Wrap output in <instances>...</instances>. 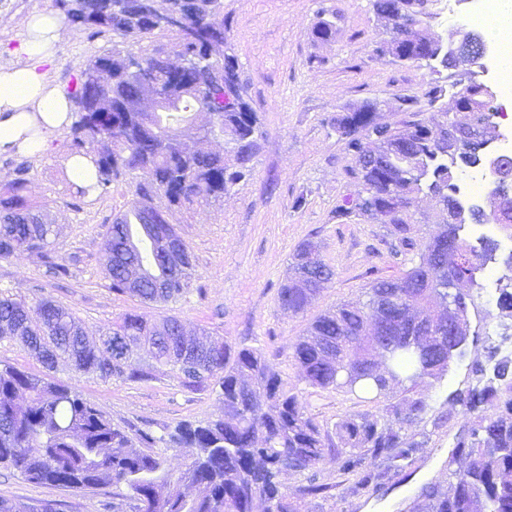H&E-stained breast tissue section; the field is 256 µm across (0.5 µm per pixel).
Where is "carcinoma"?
Returning a JSON list of instances; mask_svg holds the SVG:
<instances>
[{"label": "carcinoma", "instance_id": "cac0c4a2", "mask_svg": "<svg viewBox=\"0 0 512 512\" xmlns=\"http://www.w3.org/2000/svg\"><path fill=\"white\" fill-rule=\"evenodd\" d=\"M432 0H373L379 19L387 21L377 42V56L417 63L437 71L449 67L448 48L426 44L424 27L433 18ZM68 22L91 35L112 34V52L89 59L72 93L75 121L67 144L70 155L90 157L97 168L96 189L107 191L112 182L135 176L129 210L116 218L104 247L112 291L142 302L168 303L181 298L191 286L190 249L178 269L154 247L161 232H174L166 217L149 221L152 199L162 194L170 206L190 209L201 202L224 197V191L251 173L241 164L251 162L263 132L248 102L225 104L212 111L211 132L224 136V154L186 152L183 137L195 131L192 113L211 106L213 96L225 97V88L213 85L212 73L223 72L224 83L246 91L235 56L208 57V50L185 40L175 31L170 44H154L140 52L151 85L177 92L176 100L162 112H138L134 104L145 86L126 74L130 46L164 34L155 27L158 12L182 13L190 26L224 30L227 21L220 0H59ZM336 23L321 18L313 35L328 41ZM198 59V65L176 75L168 53ZM430 115L402 122L381 123L377 113L364 108L367 101L336 114L333 128L356 159L349 171L355 191L338 206V213H355L376 222L378 212L357 206L361 197L375 205L389 206L395 254H419L402 275L391 280L399 303L382 308L377 298L383 280L366 292L367 300L346 302L336 311L316 316L307 333L293 347V359L308 385L341 389L356 396L379 399L394 386L414 387L430 377L441 381L452 358L462 357L468 334L447 343L423 336L408 317L415 307L454 303L456 283L477 281L485 263L493 259L497 243L484 238L475 249L462 237L465 225L442 224L441 233L418 243L408 236L410 195L427 189L440 201H457L451 167L484 163L474 151L453 149L434 136L442 117L453 110L460 96L491 113L492 94L482 83L462 91L435 84L426 93ZM26 168L18 165L13 178L0 183V260L19 251L35 253L54 276L66 274L47 250L52 225L44 213L30 205L25 195ZM130 266L144 270L140 281L128 282ZM333 275L327 265L316 273L317 287L305 288L291 280L278 291L279 303L294 313H304ZM498 307L512 313V275L504 276ZM381 320L384 334L376 343L362 337L367 312ZM182 323L169 316L151 322L127 313L105 329L100 342L88 339L81 324L63 304L42 299L34 304L0 296V341H19L39 354L44 368L59 362L102 380L143 381L153 378L155 365L171 367L182 385L191 390L219 387L224 415L179 426L168 443L184 451L188 463L174 472L164 460L138 449L151 448L156 439L141 431L134 439L114 426L95 405L70 386L5 365L0 367V465L38 484L94 490L126 487L135 501V512H253L258 500L268 512H293L288 491L279 477L294 471L306 475L300 492L320 495L327 487L318 482L316 467L326 451H344L342 469L357 477L355 490H378L385 474L366 465L369 458H395L402 466L413 462L418 443L393 428L428 414L429 404L414 395L404 396V411L385 408L383 421L347 417L336 422L334 434L308 416L299 397L286 389L279 374L271 371L261 351L233 350L224 339L202 331L203 340L222 344L215 356L201 358V373L182 370L179 347ZM149 346L155 364L139 361V351ZM493 372L476 365V384L456 392L453 400L464 413L493 409L486 424L465 428L448 455V489L428 483L417 495L416 512H512V357L496 358ZM253 377L264 393L252 400L243 391L245 378ZM466 459L463 468L455 467Z\"/></svg>", "mask_w": 512, "mask_h": 512}]
</instances>
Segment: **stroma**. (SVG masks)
<instances>
[{
    "instance_id": "obj_1",
    "label": "stroma",
    "mask_w": 512,
    "mask_h": 512,
    "mask_svg": "<svg viewBox=\"0 0 512 512\" xmlns=\"http://www.w3.org/2000/svg\"><path fill=\"white\" fill-rule=\"evenodd\" d=\"M222 5L228 21L224 51L238 59L264 135L251 177L220 200L186 211L170 209L164 197L154 199L194 256L188 293L166 304L113 293L103 248L113 219L130 206L133 187L123 181L105 193L77 196L66 173L70 154L68 134L62 131L50 135V148L42 158L0 152V180L17 165L26 166V195L45 208L54 229L51 254L68 273L50 278L35 254L21 251L0 260V295L30 304L56 300L92 337L128 312L155 320L173 315L189 330L204 328L223 336L232 348L261 349L270 367L302 400L307 414L321 425L333 426L347 416L381 418L385 405L400 402L401 387L378 401L310 387L292 358V346L317 315L363 298L374 280L398 277L408 267L392 252L395 239L389 225L336 214L344 197L354 191L346 172L355 164L332 126L336 114L379 99L384 103L380 121H404L401 98H413L417 109L427 110L425 92L437 76L425 67L376 57L374 46L384 26L373 12L372 0H222ZM324 7L337 16L336 35L328 41L312 35ZM55 8L54 0H0L1 66L23 62L18 47L27 17ZM111 48V36L68 27L50 74L74 88L87 60ZM300 195L306 202L299 207L295 200ZM410 212L411 236L426 242L440 232L445 213L427 191L412 194ZM307 239L318 242L333 277L306 312L294 314L280 306L277 293L292 274L295 249ZM496 301L491 294L469 302V326L478 335L477 344L469 346L441 382L415 388L430 411L425 419L403 428L419 444L414 462L380 491L355 494L350 490L351 476L342 471V456H326L317 467L318 480L327 487L319 496L300 494L304 475L283 476L294 512H409L422 486L447 485L446 462L456 437L463 424L478 421L476 415L463 414L448 396L475 384L473 367L487 360L488 331L512 336V317L502 313ZM52 376L74 387L113 425L130 433H151L157 439L153 453L172 470L181 469L185 458L180 449L165 444L168 433L182 423L204 421L224 411L215 391L188 390L166 367L141 382L104 381L65 365ZM1 499L15 505L17 512H133L132 500L117 501L113 488L81 491L34 484L17 471L0 467ZM116 502L121 505L117 511L112 508Z\"/></svg>"
}]
</instances>
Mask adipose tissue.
<instances>
[{
    "mask_svg": "<svg viewBox=\"0 0 512 512\" xmlns=\"http://www.w3.org/2000/svg\"><path fill=\"white\" fill-rule=\"evenodd\" d=\"M64 34L55 13H33L21 44L25 63L0 67V151L14 149L32 158L41 157L48 133L72 125L71 96L47 70Z\"/></svg>",
    "mask_w": 512,
    "mask_h": 512,
    "instance_id": "ef3b65f1",
    "label": "adipose tissue"
}]
</instances>
